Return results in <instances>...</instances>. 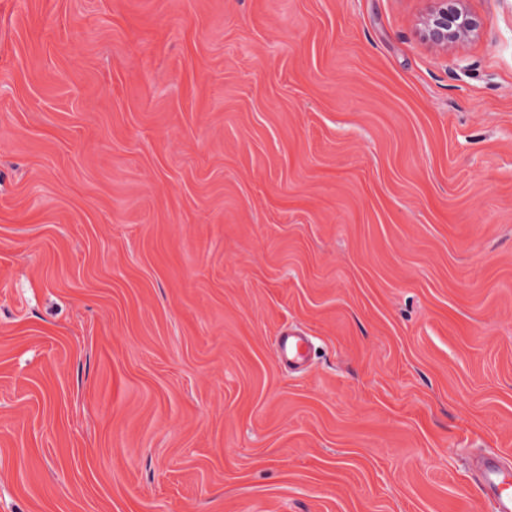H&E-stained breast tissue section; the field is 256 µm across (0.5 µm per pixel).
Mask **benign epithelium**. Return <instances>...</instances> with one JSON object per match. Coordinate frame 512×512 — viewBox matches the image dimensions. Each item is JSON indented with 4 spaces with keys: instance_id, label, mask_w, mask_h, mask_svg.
Returning a JSON list of instances; mask_svg holds the SVG:
<instances>
[{
    "instance_id": "7a95c632",
    "label": "benign epithelium",
    "mask_w": 512,
    "mask_h": 512,
    "mask_svg": "<svg viewBox=\"0 0 512 512\" xmlns=\"http://www.w3.org/2000/svg\"><path fill=\"white\" fill-rule=\"evenodd\" d=\"M479 28L480 21L468 9L467 0H435L422 22L424 39L440 49L473 38Z\"/></svg>"
}]
</instances>
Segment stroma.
I'll use <instances>...</instances> for the list:
<instances>
[{
  "label": "stroma",
  "mask_w": 512,
  "mask_h": 512,
  "mask_svg": "<svg viewBox=\"0 0 512 512\" xmlns=\"http://www.w3.org/2000/svg\"><path fill=\"white\" fill-rule=\"evenodd\" d=\"M431 6L0 0V512H486L512 0ZM435 7L424 17L422 34L435 47L447 49L473 38L480 21L468 9L467 0H435ZM308 339L295 330L284 329L276 340L280 362L295 363L306 357Z\"/></svg>",
  "instance_id": "35a3bbf8"
}]
</instances>
